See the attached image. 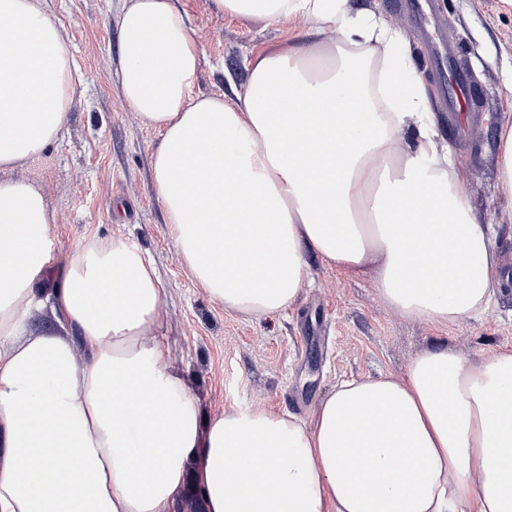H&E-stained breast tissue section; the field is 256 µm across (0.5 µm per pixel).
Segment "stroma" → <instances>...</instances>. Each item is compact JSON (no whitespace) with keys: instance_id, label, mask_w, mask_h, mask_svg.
<instances>
[{"instance_id":"35a3bbf8","label":"stroma","mask_w":512,"mask_h":512,"mask_svg":"<svg viewBox=\"0 0 512 512\" xmlns=\"http://www.w3.org/2000/svg\"><path fill=\"white\" fill-rule=\"evenodd\" d=\"M383 13L404 35L456 167L472 190L481 223L492 225L502 271L497 303L478 319L444 328L401 317L375 290L372 270L344 273L309 262L310 276L282 314L252 318L225 312L198 288L167 235L152 177L157 130L123 103L118 74V17L127 0H39L62 26L83 76L67 129L37 161L13 175L42 190L56 222L55 261L90 236H120L155 267L168 320L160 335L164 363L180 371L210 415L261 405L311 421L320 403L345 379L403 376L410 360L434 344L478 360L512 350V204L498 187L494 120L512 113V6L506 0H439L445 28L461 41L456 65L477 95L474 112L441 111L445 91L430 46L396 0H350ZM201 51L196 84L224 93L247 79L255 53L298 40L309 23L263 26L211 11L208 0H181Z\"/></svg>"}]
</instances>
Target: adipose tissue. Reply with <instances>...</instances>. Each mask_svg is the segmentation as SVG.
<instances>
[{
  "label": "adipose tissue",
  "mask_w": 512,
  "mask_h": 512,
  "mask_svg": "<svg viewBox=\"0 0 512 512\" xmlns=\"http://www.w3.org/2000/svg\"><path fill=\"white\" fill-rule=\"evenodd\" d=\"M180 0H129L121 97L161 135L167 233L225 311L285 312L309 256L373 268L381 301L435 326L496 302L489 227L436 130L403 34L349 0H210L310 23L200 94ZM339 30V39L328 38ZM82 84L38 0H0V512H512V351L432 346L404 377L342 382L312 422L264 406L205 418L163 364L161 281L120 236L49 264L55 216L13 169L56 144ZM411 138H403L404 129ZM54 274L53 326L31 329Z\"/></svg>",
  "instance_id": "ef3b65f1"
}]
</instances>
